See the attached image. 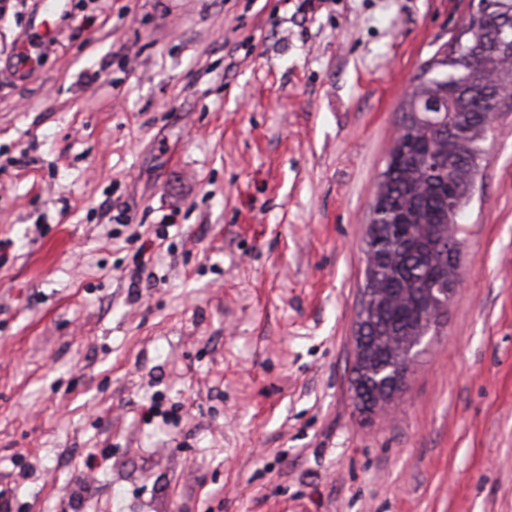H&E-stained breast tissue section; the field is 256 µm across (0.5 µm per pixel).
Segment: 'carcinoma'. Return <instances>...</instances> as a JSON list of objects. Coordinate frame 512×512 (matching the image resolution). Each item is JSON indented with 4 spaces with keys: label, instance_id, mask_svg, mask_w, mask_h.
Here are the masks:
<instances>
[{
    "label": "carcinoma",
    "instance_id": "carcinoma-1",
    "mask_svg": "<svg viewBox=\"0 0 512 512\" xmlns=\"http://www.w3.org/2000/svg\"><path fill=\"white\" fill-rule=\"evenodd\" d=\"M490 33L480 17L457 47L436 52L427 66L455 78L418 82L403 109V133L389 154L377 195L384 232L368 243L378 260L376 291L388 297L368 322L371 368L403 360L390 338L418 328L426 310L420 291L440 267V258L425 244L437 227L458 223L465 201L456 181L478 168L485 119L496 107L499 89L512 85V52L500 53ZM415 99L453 113L450 127L444 131L426 119L414 109Z\"/></svg>",
    "mask_w": 512,
    "mask_h": 512
}]
</instances>
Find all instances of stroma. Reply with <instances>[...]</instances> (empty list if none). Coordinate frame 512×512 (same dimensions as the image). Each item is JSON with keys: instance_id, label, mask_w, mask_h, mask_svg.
Here are the masks:
<instances>
[{"instance_id": "35a3bbf8", "label": "stroma", "mask_w": 512, "mask_h": 512, "mask_svg": "<svg viewBox=\"0 0 512 512\" xmlns=\"http://www.w3.org/2000/svg\"><path fill=\"white\" fill-rule=\"evenodd\" d=\"M468 3L0 0V512H512V100L462 288L390 414L352 397L370 210Z\"/></svg>"}]
</instances>
